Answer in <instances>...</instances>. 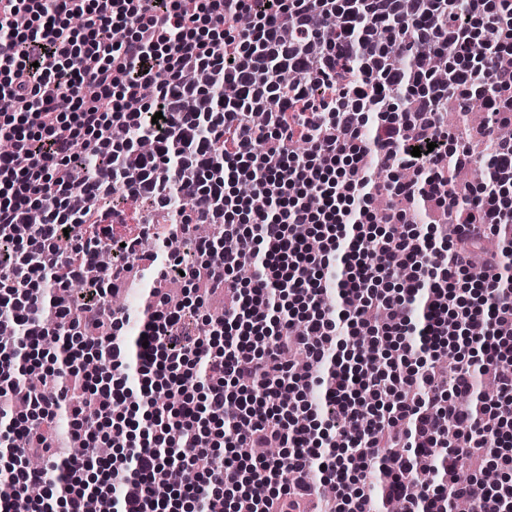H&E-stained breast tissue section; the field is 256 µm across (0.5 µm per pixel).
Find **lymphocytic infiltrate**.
Here are the masks:
<instances>
[{
    "instance_id": "obj_1",
    "label": "lymphocytic infiltrate",
    "mask_w": 512,
    "mask_h": 512,
    "mask_svg": "<svg viewBox=\"0 0 512 512\" xmlns=\"http://www.w3.org/2000/svg\"><path fill=\"white\" fill-rule=\"evenodd\" d=\"M510 57L512 0L0 5V440L25 442L0 512H291L320 486L330 512H512V138L459 188L473 155L442 115L481 98L512 127ZM144 270L129 340L112 294ZM179 270L193 302L165 291ZM208 293L231 308L184 334ZM21 357L56 390L16 382ZM62 413L81 457L56 456Z\"/></svg>"
}]
</instances>
